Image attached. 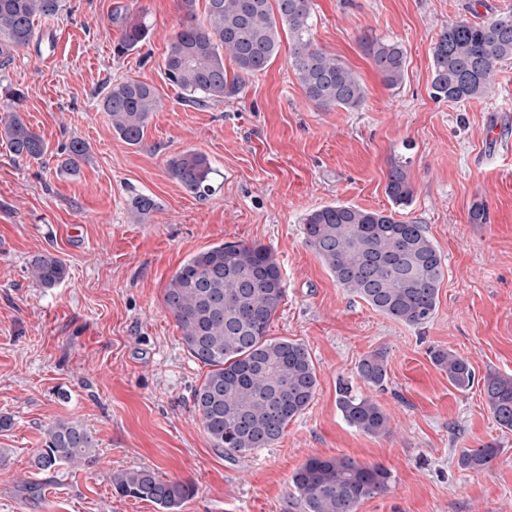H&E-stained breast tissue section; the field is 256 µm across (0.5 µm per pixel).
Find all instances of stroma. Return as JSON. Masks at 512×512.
I'll list each match as a JSON object with an SVG mask.
<instances>
[{"label": "stroma", "mask_w": 512, "mask_h": 512, "mask_svg": "<svg viewBox=\"0 0 512 512\" xmlns=\"http://www.w3.org/2000/svg\"><path fill=\"white\" fill-rule=\"evenodd\" d=\"M133 2L150 32L117 56L122 30L108 17ZM472 2L313 0L317 45L367 87L355 111L318 110L285 47L239 95L187 106L163 72L185 21L182 0H62L57 15L38 20L31 44L0 67V105L19 90V110L49 150L19 161L0 143V416L12 419L0 431V512H158L112 487L115 473L142 467L194 485L182 512H299L291 477L315 456L392 472L390 491L358 512H512V431L497 426L479 388L456 391L431 361L432 350L446 349L477 374L512 375V150L484 154L492 127L512 132V60L485 98L430 96L433 43ZM365 35L401 43L402 85L385 86L360 45ZM126 78L153 85L162 101L136 146L113 133L99 106L103 87ZM74 139L87 156L76 174L57 173L54 154ZM190 149L214 168L203 200L167 173L168 159ZM395 161L413 189L404 208L385 192ZM140 194L157 208L139 220ZM332 202L423 222L445 259L426 325L391 320L348 294L306 246L303 216ZM477 203L486 223L470 221ZM224 242L273 252L285 297L268 336L305 344L318 376L314 400L277 444L235 457L213 447L193 411L206 369L183 348L164 304L181 264ZM46 251L66 264L52 289L27 271ZM379 348L388 364L381 390L356 374ZM343 383L382 406L390 435L346 423ZM58 420L84 426L96 458L31 475L44 430ZM489 443L500 450L490 468L459 469L463 450Z\"/></svg>", "instance_id": "1"}]
</instances>
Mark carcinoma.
<instances>
[{
  "label": "carcinoma",
  "mask_w": 512,
  "mask_h": 512,
  "mask_svg": "<svg viewBox=\"0 0 512 512\" xmlns=\"http://www.w3.org/2000/svg\"><path fill=\"white\" fill-rule=\"evenodd\" d=\"M195 0H183L187 24L172 38L164 59V79L181 91L182 100L205 108L239 94L245 79L265 70L288 33L292 67L307 99L322 111L356 110L366 99L362 79L341 59L314 41L312 0H206L204 20L195 21ZM61 0H0V66L15 49L34 39L35 22L58 13ZM123 30L118 52L146 41L149 25L132 9L109 16ZM363 49L389 88L406 75L407 56L401 44L381 38L362 39ZM234 66L228 76L224 57ZM512 60V10L480 21L461 18L443 30L432 47L431 96L465 103L485 97L495 85L499 65ZM161 99L156 89L137 79L107 86L100 100L112 130L126 143L142 142ZM0 139L17 160L40 159L47 143L14 107L0 117ZM87 148L71 141L57 155V168L77 170ZM173 179L202 200L211 192L213 168L207 156L187 150L172 157ZM386 194L406 207L413 190L405 166L394 164ZM305 243L319 256L336 283L386 317L421 326L436 313L445 259L416 219L398 220L386 211L345 203L325 204L302 218ZM29 273L42 288L65 277L61 258L41 253ZM276 257L258 245L227 242L199 252L180 266L164 293L166 308L182 331L188 354L208 368L192 391L194 411L213 447L225 454L246 455L270 448L288 423L313 401L318 377L308 348L297 341L272 340L267 333L284 299ZM432 362L448 375L459 392L476 379L471 363L454 352L438 349ZM360 380L374 388L387 379V354L375 350L360 359ZM478 381L496 424L512 431V375L488 370ZM338 407L353 428L374 437L389 434L386 411L346 383L339 387ZM46 446L34 457L39 472L82 460L90 463L97 448L84 427L58 421L45 433ZM493 444L469 449L458 458L463 470L488 468L499 455ZM392 473L381 464H363L347 457H311L294 473L292 483L300 512H358L359 505L388 493ZM112 485L123 497L149 501L160 512H181L194 486L164 481L151 469L122 470Z\"/></svg>",
  "instance_id": "1"
}]
</instances>
